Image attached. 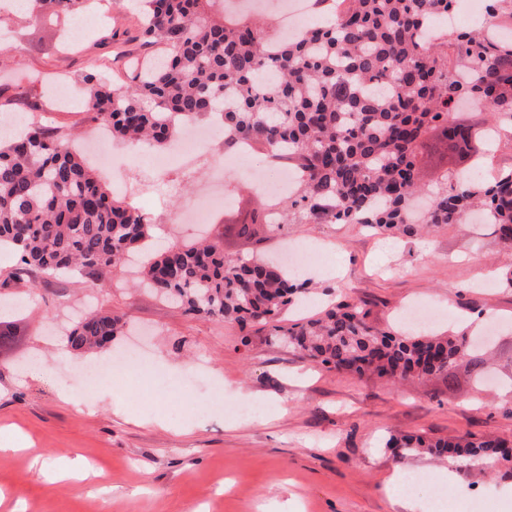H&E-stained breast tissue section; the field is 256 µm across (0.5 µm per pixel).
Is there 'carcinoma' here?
I'll use <instances>...</instances> for the list:
<instances>
[{
  "mask_svg": "<svg viewBox=\"0 0 512 512\" xmlns=\"http://www.w3.org/2000/svg\"><path fill=\"white\" fill-rule=\"evenodd\" d=\"M32 15L78 14L87 0H28ZM136 39L162 46L159 58L113 87L95 74L85 103L112 137L162 146L180 124L217 115L224 138L267 154L281 153L302 181L272 224L270 206L243 213L238 233L258 226L362 224L378 233L412 237L458 224L480 207L504 248L512 251V171L481 183L445 169L432 191L421 183L417 157L424 137L448 129L459 103L486 102L512 119V44L489 42L474 29L428 33L449 0H338L344 11L273 46L268 27L225 11L223 0H138ZM490 15L512 24V0H490ZM427 195L423 219L415 199ZM145 213L116 199L98 181L72 139L29 125L0 136V252L17 263L0 272V288L33 289L44 275L78 272L96 286L148 247ZM256 257L224 254V231L197 244L172 243L142 266V280L189 314L245 327L272 325L275 336L330 369L367 372L393 384L441 377L453 384L465 370L475 386L488 358L461 332L404 336L382 331L364 307L341 301L323 316L278 325L303 284ZM125 314L96 311L68 330L77 354L112 346ZM389 447L421 450L497 468L512 462V441L435 442L392 437Z\"/></svg>",
  "mask_w": 512,
  "mask_h": 512,
  "instance_id": "cac0c4a2",
  "label": "carcinoma"
}]
</instances>
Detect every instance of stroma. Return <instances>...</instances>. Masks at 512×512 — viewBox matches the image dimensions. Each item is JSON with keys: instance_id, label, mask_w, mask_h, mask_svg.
Segmentation results:
<instances>
[{"instance_id": "obj_1", "label": "stroma", "mask_w": 512, "mask_h": 512, "mask_svg": "<svg viewBox=\"0 0 512 512\" xmlns=\"http://www.w3.org/2000/svg\"><path fill=\"white\" fill-rule=\"evenodd\" d=\"M83 19L78 33L72 19L0 11V36L13 48L0 70V113L50 117L63 133L94 135L91 113L60 106L53 84L64 80L82 95L88 73L129 82L127 57L146 50L134 39L132 0H111ZM157 155L116 140L109 158L93 162L107 189L128 180L123 197L148 217L155 252L199 235L198 225L172 216L210 186L205 167L160 168ZM287 242L303 250L298 264L308 288L283 323L345 299L366 303L376 327L395 331L408 305L431 303L444 312L434 332L494 324L496 377L479 388L462 373L452 386L439 378L398 385L361 378L267 343L260 333L242 345L236 324L183 313L134 285L130 268L94 290L77 277H47L38 288L14 289L18 312L0 309V324L14 333L0 346V440L21 443L0 452V512H408L406 499L390 492L403 470L431 478L452 472L455 512L480 495L494 512H512L503 478L485 474L480 462L406 456L386 445L400 434L512 440V413L500 407L512 393V288L501 279L512 255L491 229L450 224L393 239L359 224H290L259 243L228 233L224 250L246 260L278 254ZM92 293L96 310L130 319L113 351L139 341L165 376H140L122 394L101 388L89 411L75 402L76 377L88 359L66 351L58 337L84 315ZM35 358L43 371H34ZM217 388L225 393L220 405L211 399ZM237 391L250 396L258 418L232 413ZM75 458L86 477H53L59 463Z\"/></svg>"}]
</instances>
